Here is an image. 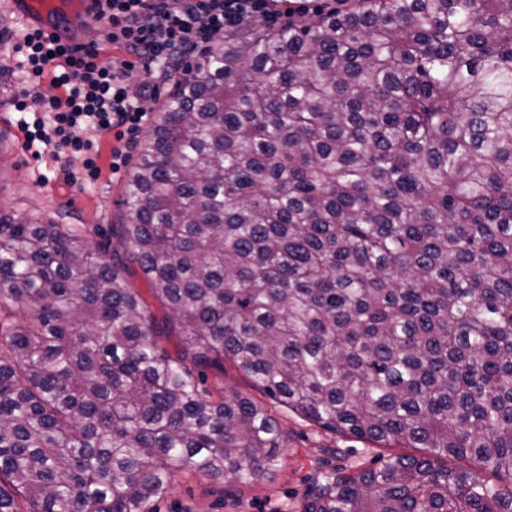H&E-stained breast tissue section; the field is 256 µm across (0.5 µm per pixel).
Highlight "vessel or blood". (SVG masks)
Masks as SVG:
<instances>
[{
    "label": "vessel or blood",
    "instance_id": "vessel-or-blood-1",
    "mask_svg": "<svg viewBox=\"0 0 512 512\" xmlns=\"http://www.w3.org/2000/svg\"><path fill=\"white\" fill-rule=\"evenodd\" d=\"M0 10L21 22L30 30H38L46 38H57L66 42L76 52H83L85 45L73 32L65 30L59 23L67 18L79 26L87 25L96 11L95 0H0Z\"/></svg>",
    "mask_w": 512,
    "mask_h": 512
}]
</instances>
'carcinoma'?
Returning a JSON list of instances; mask_svg holds the SVG:
<instances>
[{"label":"carcinoma","mask_w":512,"mask_h":512,"mask_svg":"<svg viewBox=\"0 0 512 512\" xmlns=\"http://www.w3.org/2000/svg\"><path fill=\"white\" fill-rule=\"evenodd\" d=\"M123 193L120 224L0 217V512L271 475L276 418L200 387L226 360L329 431L423 449L319 473L301 512H512V0L227 32ZM130 271L132 275L129 277V282L131 283L132 287L135 288L142 296V298L151 305V308L155 312L157 319L161 320L164 316V312L153 298L152 283L147 279L146 276H144V274L135 264H131Z\"/></svg>","instance_id":"obj_1"}]
</instances>
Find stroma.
<instances>
[{
	"label": "stroma",
	"mask_w": 512,
	"mask_h": 512,
	"mask_svg": "<svg viewBox=\"0 0 512 512\" xmlns=\"http://www.w3.org/2000/svg\"><path fill=\"white\" fill-rule=\"evenodd\" d=\"M22 79L20 58L12 56L9 67L0 69V215L58 224L119 223L127 173L112 169L113 133L88 128L100 175L88 182L74 179L80 156L26 145L22 127L35 115L13 106ZM268 408L287 437L283 461L271 477L235 485L185 470L159 512H300L302 493L317 471L368 464L379 455L368 441L327 431L274 402Z\"/></svg>",
	"instance_id": "obj_1"
}]
</instances>
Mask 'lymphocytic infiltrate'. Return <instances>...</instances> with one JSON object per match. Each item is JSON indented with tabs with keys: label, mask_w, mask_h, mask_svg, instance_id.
Masks as SVG:
<instances>
[{
	"label": "lymphocytic infiltrate",
	"mask_w": 512,
	"mask_h": 512,
	"mask_svg": "<svg viewBox=\"0 0 512 512\" xmlns=\"http://www.w3.org/2000/svg\"><path fill=\"white\" fill-rule=\"evenodd\" d=\"M95 22L118 56L104 60L97 45L81 55L26 31L13 50L24 57L28 86L14 99L17 111L33 110L40 117L27 133L57 152L85 156L84 175L97 177L94 146L84 138L88 125L114 132L119 141H132L147 118L144 99L157 93L159 68L180 70L186 54L206 53L215 38L260 21L275 26L321 14L325 0H96ZM141 77H134L135 68ZM64 95L50 98L37 88L47 69Z\"/></svg>",
	"instance_id": "lymphocytic-infiltrate-1"
}]
</instances>
